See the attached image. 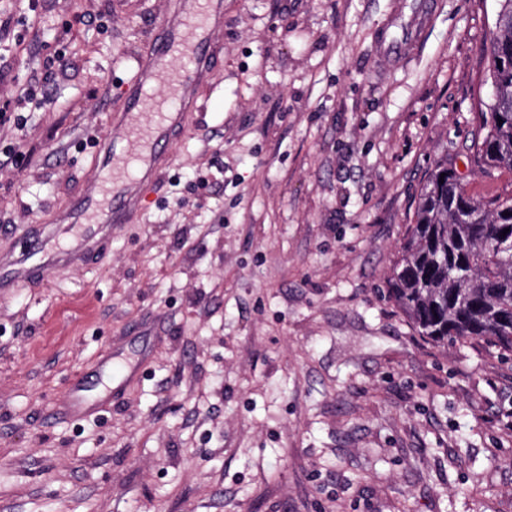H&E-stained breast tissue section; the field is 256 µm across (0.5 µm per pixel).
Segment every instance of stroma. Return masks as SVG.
<instances>
[{
  "label": "stroma",
  "instance_id": "obj_1",
  "mask_svg": "<svg viewBox=\"0 0 512 512\" xmlns=\"http://www.w3.org/2000/svg\"><path fill=\"white\" fill-rule=\"evenodd\" d=\"M224 0L171 164L97 264L0 296V512H512V362L423 340L384 291L444 159L476 195L499 0ZM168 0H0V251L52 223ZM137 364L88 421L58 408Z\"/></svg>",
  "mask_w": 512,
  "mask_h": 512
}]
</instances>
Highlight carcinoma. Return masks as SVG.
Returning <instances> with one entry per match:
<instances>
[{"instance_id": "obj_1", "label": "carcinoma", "mask_w": 512, "mask_h": 512, "mask_svg": "<svg viewBox=\"0 0 512 512\" xmlns=\"http://www.w3.org/2000/svg\"><path fill=\"white\" fill-rule=\"evenodd\" d=\"M501 2L481 79L487 93L476 113L480 134L469 156L486 175L512 173V0ZM505 236L512 237V193L474 196L448 160L435 162L393 261L388 300L430 343H476L507 358L512 252L499 248Z\"/></svg>"}]
</instances>
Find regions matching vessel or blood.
Returning <instances> with one entry per match:
<instances>
[{
	"label": "vessel or blood",
	"mask_w": 512,
	"mask_h": 512,
	"mask_svg": "<svg viewBox=\"0 0 512 512\" xmlns=\"http://www.w3.org/2000/svg\"><path fill=\"white\" fill-rule=\"evenodd\" d=\"M224 25L223 0H178L176 8L155 22L145 54L137 63L135 82L127 87L121 110L112 114V130L97 159V175L83 183L79 194L60 209L51 226L28 227L24 249L0 252V288H25L43 279L48 266L78 259L89 263L105 250L112 227L129 223L145 185L158 181L170 157L167 148L183 130L187 114L197 106L198 88L212 73L213 33ZM184 58L185 72L171 70L170 60ZM167 83L173 107L153 102L152 91ZM152 105L150 120L141 110ZM74 384L65 404L76 421L86 419L92 404Z\"/></svg>",
	"instance_id": "obj_1"
}]
</instances>
